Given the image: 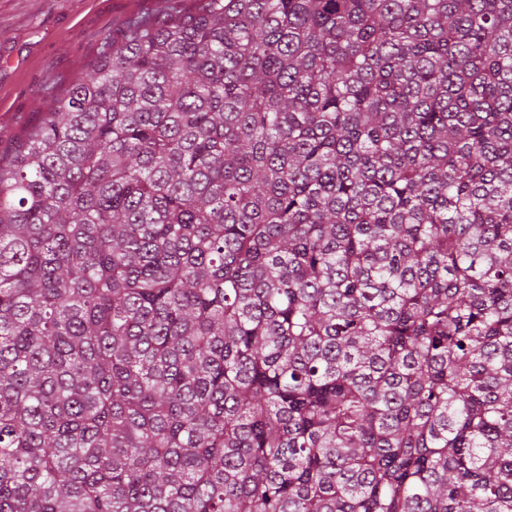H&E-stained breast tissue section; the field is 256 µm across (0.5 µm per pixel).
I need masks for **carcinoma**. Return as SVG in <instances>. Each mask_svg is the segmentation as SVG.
Instances as JSON below:
<instances>
[{
	"label": "carcinoma",
	"mask_w": 512,
	"mask_h": 512,
	"mask_svg": "<svg viewBox=\"0 0 512 512\" xmlns=\"http://www.w3.org/2000/svg\"><path fill=\"white\" fill-rule=\"evenodd\" d=\"M0 512H512V0L128 21L0 158Z\"/></svg>",
	"instance_id": "1"
}]
</instances>
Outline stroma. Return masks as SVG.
<instances>
[{"instance_id":"35a3bbf8","label":"stroma","mask_w":512,"mask_h":512,"mask_svg":"<svg viewBox=\"0 0 512 512\" xmlns=\"http://www.w3.org/2000/svg\"><path fill=\"white\" fill-rule=\"evenodd\" d=\"M166 0H0V156L128 20Z\"/></svg>"}]
</instances>
